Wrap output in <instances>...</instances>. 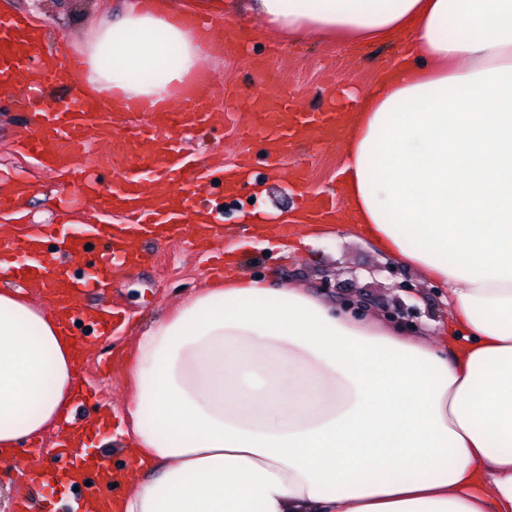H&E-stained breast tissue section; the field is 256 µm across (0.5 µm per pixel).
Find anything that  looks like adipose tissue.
<instances>
[{"instance_id": "1", "label": "adipose tissue", "mask_w": 512, "mask_h": 512, "mask_svg": "<svg viewBox=\"0 0 512 512\" xmlns=\"http://www.w3.org/2000/svg\"><path fill=\"white\" fill-rule=\"evenodd\" d=\"M285 37L405 42L355 91L341 221L443 285L429 341L231 271L137 338L119 512H512V0H251ZM175 0H124L61 82L115 102L198 86ZM0 289V455L55 426L73 341Z\"/></svg>"}]
</instances>
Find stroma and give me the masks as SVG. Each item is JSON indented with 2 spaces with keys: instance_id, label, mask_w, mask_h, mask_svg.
Segmentation results:
<instances>
[{
  "instance_id": "obj_1",
  "label": "stroma",
  "mask_w": 512,
  "mask_h": 512,
  "mask_svg": "<svg viewBox=\"0 0 512 512\" xmlns=\"http://www.w3.org/2000/svg\"><path fill=\"white\" fill-rule=\"evenodd\" d=\"M121 4L122 0H0V12L23 13L33 26L44 30L46 48L56 55L69 56L84 44L94 28L110 21ZM231 26L240 30L246 54L215 55L203 63L211 74L204 91L211 95L221 118L181 141L185 150L198 159L217 153L228 165L240 150L249 153L251 181L236 195L225 196L220 173H213L203 183L204 193L217 205L225 248L234 249L245 274L263 277L274 285L293 282L314 289L336 305L351 295H368L376 301L370 311L374 317H386L388 305L403 301L414 309L409 317L413 333L436 338L439 322L448 318L444 289L428 285L398 262L392 264V271H384V264L389 262L387 255L351 233L337 230L307 245L300 242L285 256L275 243L243 242V211L252 207L278 213L290 211L296 190L287 182L272 178L276 161L266 156L263 141L244 143L236 137L233 128L244 118L226 99L227 91L246 90L262 82L306 109L315 110L333 89L361 90L370 86L386 61L403 54V45L339 47L311 40L281 42L253 16L232 18ZM8 88V94L0 95V184L21 181L31 185L33 191L23 201L22 219L0 216V231L16 232L27 224L53 222L64 197L70 200L74 229L102 223L100 211L65 188L66 177L60 169L18 152V140L31 132L27 115L14 111L8 99L9 93L22 90L21 74H13ZM256 184L263 185L265 196L254 195L252 187ZM154 252L152 261L113 278L106 296L86 298L93 306H118L123 315L112 335L100 341L79 368L78 376L92 394L74 407L76 419L83 423L93 422L104 412L111 414V428L93 435L92 449L107 455L116 470L125 468L128 459L125 433L131 425L124 406L133 387L131 370L139 332L157 318L175 312L183 301L216 280L209 271V258L182 244H159ZM57 435V429H49L34 443L16 448L12 461L0 459V512H14L19 497L37 495L36 490L23 484L12 467L13 461L48 462L55 470L67 469L68 454L55 450Z\"/></svg>"
}]
</instances>
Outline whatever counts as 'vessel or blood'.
<instances>
[{"instance_id": "vessel-or-blood-1", "label": "vessel or blood", "mask_w": 512, "mask_h": 512, "mask_svg": "<svg viewBox=\"0 0 512 512\" xmlns=\"http://www.w3.org/2000/svg\"><path fill=\"white\" fill-rule=\"evenodd\" d=\"M182 23L204 31L210 52L227 54L236 47L224 38L222 28L205 18L188 14ZM30 24L21 14L0 13V60L12 69L27 72L37 84L55 81L62 70H70L65 57H43L40 44L28 38ZM235 102L247 117L240 135L245 139L261 138L275 155L287 148L320 143L329 147L342 133L343 112L351 100H333L318 112H308L279 92L264 86L235 95ZM12 105L29 112L32 136L19 144L24 154L54 162L66 173L70 184L101 211H120L123 222L88 224L81 234L65 235L66 212H59L53 224H40L29 233L0 234V277L11 280L36 281L49 305L61 314L62 329H70L75 321L90 324L97 335L112 331L113 313L82 305L81 300L92 290L109 286L113 278L129 271L149 258L145 241H189L198 249L219 251L223 240L222 225L202 222L209 208L198 196V186L205 178L206 163L182 148L175 131H192L215 121L217 114L207 94L188 90L174 101L144 105L148 121L135 125L128 111L113 109L110 102L74 90L63 103L24 94L12 97ZM112 147L113 183L102 187L87 171L86 164L76 162L78 150L98 142ZM153 173L150 187H142L143 172ZM300 207L317 216L336 212V200L323 192H310L302 197ZM104 238L110 243L108 253L101 256L94 274L76 279L73 265L84 257L87 239ZM44 238L59 239L57 251L45 254L39 248ZM39 256L38 276L14 264L17 254ZM115 479L112 466L97 457L93 468L74 466L68 484L76 488L89 512H112V500L104 496V488Z\"/></svg>"}]
</instances>
